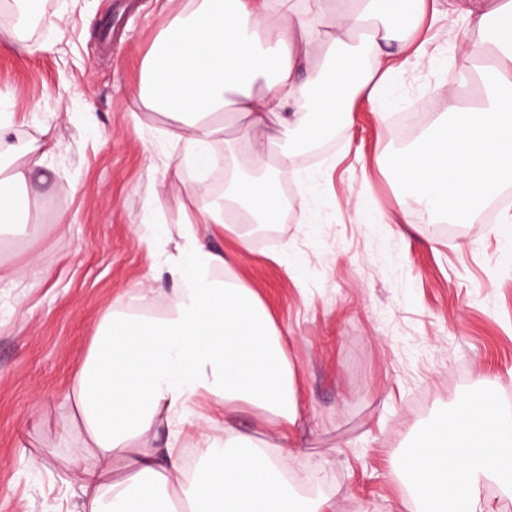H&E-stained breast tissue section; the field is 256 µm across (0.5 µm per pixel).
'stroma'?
I'll list each match as a JSON object with an SVG mask.
<instances>
[{
	"label": "stroma",
	"instance_id": "obj_1",
	"mask_svg": "<svg viewBox=\"0 0 512 512\" xmlns=\"http://www.w3.org/2000/svg\"><path fill=\"white\" fill-rule=\"evenodd\" d=\"M190 0H41L68 35L13 29L0 18V100L14 101L13 137L46 142L32 174L35 232L0 236V512H73L79 487L65 466L78 441L66 397L108 305L166 311L158 273L179 234L192 175L176 170L177 125L136 97L141 65ZM426 56L395 54L388 119L356 98L329 142L290 143L286 217L261 233L246 222L209 239L234 280L254 288L283 335L297 377L298 422L287 446L302 492L335 512H411L393 460L430 419L479 388L512 387V266L496 219L439 233L395 177L407 143L391 116L458 95L455 50L477 40L462 13L437 19ZM306 194L320 223L295 216ZM278 446L259 411L228 415L229 433Z\"/></svg>",
	"mask_w": 512,
	"mask_h": 512
}]
</instances>
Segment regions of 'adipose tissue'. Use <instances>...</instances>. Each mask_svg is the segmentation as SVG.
<instances>
[{
  "mask_svg": "<svg viewBox=\"0 0 512 512\" xmlns=\"http://www.w3.org/2000/svg\"><path fill=\"white\" fill-rule=\"evenodd\" d=\"M328 0H197L171 19L143 63L137 93L179 125L178 166L196 174L184 234L165 266L174 287L165 314L108 312L78 368L70 392V432L80 440L67 461L83 500L80 512H333L326 498L301 496L282 457L241 445L227 450L210 434L216 413L253 407L288 438L298 418L295 372L261 297L216 278L230 260L207 239L224 230L229 206L248 222L273 224L280 199L267 159L284 141L335 128L357 96L380 101L393 69L385 49L422 27L428 0H335L336 24L367 26L364 42L319 41ZM480 39L459 66L460 82L481 75L492 58L508 87L477 104H449L395 163L429 217L480 223L490 196L512 184V0H467ZM323 64L302 68L311 53ZM261 96H253L255 86ZM235 101L248 116L241 154L222 161L212 147L213 115ZM294 106L271 129L267 117ZM45 144L28 141L0 159V234L28 223V181ZM231 174L223 201L207 200V177L219 164ZM449 427L432 433V452L410 449L395 462L420 512H492L482 489L494 482L512 497V414L464 399ZM172 442L158 447L160 429ZM193 438L206 462L186 476L178 438Z\"/></svg>",
  "mask_w": 512,
  "mask_h": 512,
  "instance_id": "obj_1",
  "label": "adipose tissue"
}]
</instances>
